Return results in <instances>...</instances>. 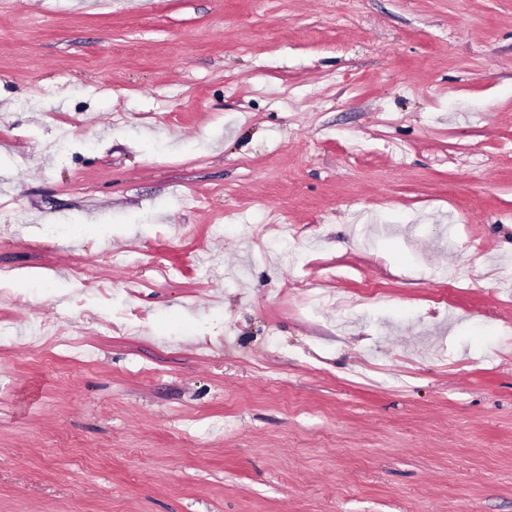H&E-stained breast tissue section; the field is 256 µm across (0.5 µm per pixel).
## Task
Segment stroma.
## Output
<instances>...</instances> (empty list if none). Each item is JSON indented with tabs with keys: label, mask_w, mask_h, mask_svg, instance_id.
Returning <instances> with one entry per match:
<instances>
[{
	"label": "stroma",
	"mask_w": 512,
	"mask_h": 512,
	"mask_svg": "<svg viewBox=\"0 0 512 512\" xmlns=\"http://www.w3.org/2000/svg\"><path fill=\"white\" fill-rule=\"evenodd\" d=\"M0 512H512V0H0Z\"/></svg>",
	"instance_id": "obj_1"
}]
</instances>
